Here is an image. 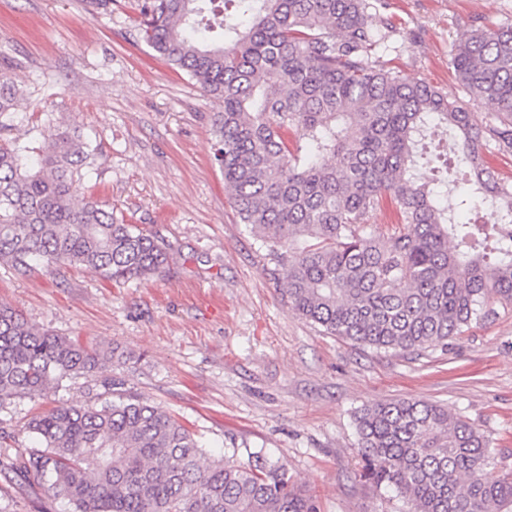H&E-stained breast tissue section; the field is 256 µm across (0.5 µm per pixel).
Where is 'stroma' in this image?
I'll list each match as a JSON object with an SVG mask.
<instances>
[{
    "label": "stroma",
    "mask_w": 512,
    "mask_h": 512,
    "mask_svg": "<svg viewBox=\"0 0 512 512\" xmlns=\"http://www.w3.org/2000/svg\"><path fill=\"white\" fill-rule=\"evenodd\" d=\"M137 0H0V76L20 89L0 142L43 145L48 125L97 151L86 193L157 232L174 260L161 275L112 285L74 266L25 275L0 266V305L39 327L130 354L113 374L179 416L208 456L235 449L283 463L319 512H407L404 498L360 477L354 415L408 398L446 406L512 470V307L495 305L446 348L379 352L323 335L289 310L278 265L241 224L213 158L222 109L144 42ZM396 29L376 59L412 81L463 97L450 65L472 25L512 22V0H386ZM89 377L0 409L27 448L25 424L56 401L95 403ZM0 512H68L0 473Z\"/></svg>",
    "instance_id": "stroma-1"
}]
</instances>
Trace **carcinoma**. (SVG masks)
Masks as SVG:
<instances>
[{"label": "carcinoma", "mask_w": 512, "mask_h": 512, "mask_svg": "<svg viewBox=\"0 0 512 512\" xmlns=\"http://www.w3.org/2000/svg\"><path fill=\"white\" fill-rule=\"evenodd\" d=\"M142 0L145 42L223 104L215 160L241 223L286 269L284 303L328 336L384 352H424L512 305V182L483 164L512 153V24L477 26L451 55L455 77L493 119L473 127L461 100L372 59L389 38L370 0ZM18 89L0 77V118ZM450 128L451 188L420 171L422 141ZM304 143L292 149L285 132ZM47 145L0 144V262L85 266L115 285L169 265V245L110 208L79 200L94 149L48 127ZM385 198L399 221L377 235ZM468 211L479 224L459 223ZM120 363L111 348L31 325L0 308V409L73 376ZM100 403L60 402L31 417L36 445L0 433V471L70 512H318L279 462L261 452L204 461L179 418L103 381ZM361 477L395 490L413 512H512V473L494 479L484 435L448 408L398 399L356 417Z\"/></svg>", "instance_id": "1"}]
</instances>
